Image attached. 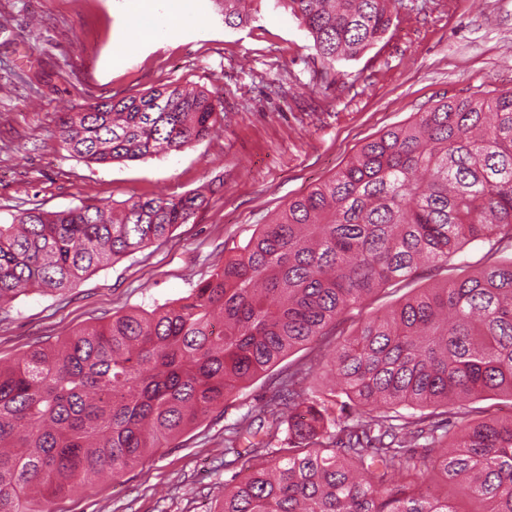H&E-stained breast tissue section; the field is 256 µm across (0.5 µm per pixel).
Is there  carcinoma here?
<instances>
[{"label":"carcinoma","instance_id":"obj_1","mask_svg":"<svg viewBox=\"0 0 512 512\" xmlns=\"http://www.w3.org/2000/svg\"><path fill=\"white\" fill-rule=\"evenodd\" d=\"M224 27L252 0H217ZM401 0H275L324 69L388 31ZM224 122L212 92L169 84L60 118L73 156L109 164L179 152ZM202 192L30 209L0 224V304L59 292L165 239ZM495 242L484 266L419 289L381 315L366 301L423 264ZM512 88L440 100L367 141L333 178L261 224L176 305L112 316L0 365V512L144 464L292 351L336 337L337 389L296 374L226 428L218 512H512ZM349 406H337L336 391ZM286 428V437L278 432Z\"/></svg>","mask_w":512,"mask_h":512}]
</instances>
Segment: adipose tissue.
<instances>
[{"label":"adipose tissue","instance_id":"adipose-tissue-1","mask_svg":"<svg viewBox=\"0 0 512 512\" xmlns=\"http://www.w3.org/2000/svg\"><path fill=\"white\" fill-rule=\"evenodd\" d=\"M128 14L136 18L137 23L124 35L127 52L136 51L144 38L158 41L176 40L182 29L202 23L201 12L184 13L173 8L156 9L155 0H126Z\"/></svg>","mask_w":512,"mask_h":512}]
</instances>
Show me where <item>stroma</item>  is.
Here are the masks:
<instances>
[{
  "label": "stroma",
  "instance_id": "1",
  "mask_svg": "<svg viewBox=\"0 0 512 512\" xmlns=\"http://www.w3.org/2000/svg\"><path fill=\"white\" fill-rule=\"evenodd\" d=\"M173 43L125 54L124 0H0V224L30 209L120 205L208 188V202L167 239L99 268L76 288L29 290L0 307V362L113 315L187 297L288 202L333 177L361 145L436 102L512 88V0H402L383 38L324 71L306 31L273 0L224 26L217 0ZM122 56L113 64L112 56ZM207 88L224 124L188 148L100 165L56 136L63 112L162 85ZM330 349L300 348L115 480L75 487L49 512H212L225 483L224 428L288 371L318 376Z\"/></svg>",
  "mask_w": 512,
  "mask_h": 512
}]
</instances>
